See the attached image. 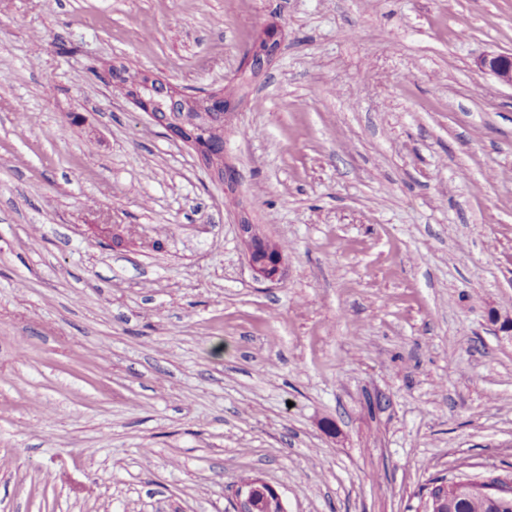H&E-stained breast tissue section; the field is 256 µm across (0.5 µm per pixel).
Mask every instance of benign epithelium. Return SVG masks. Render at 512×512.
<instances>
[{
    "label": "benign epithelium",
    "instance_id": "7a95c632",
    "mask_svg": "<svg viewBox=\"0 0 512 512\" xmlns=\"http://www.w3.org/2000/svg\"><path fill=\"white\" fill-rule=\"evenodd\" d=\"M279 41L274 32L267 33L248 53L246 68L250 75H260L277 54ZM477 66L493 75L501 84L512 87V54H490L477 59ZM154 125L167 135L192 149L210 172L213 180L234 191L226 167L218 162L215 152L205 140L202 128L210 122L224 120L231 101L224 92L205 95L189 94L174 88L157 75L145 71L127 98ZM245 246V256L254 277L261 281L278 282L285 274V254L278 244L265 237L258 225L243 217L237 224ZM283 507L278 490L257 476L254 481L238 485L234 494V512H275Z\"/></svg>",
    "mask_w": 512,
    "mask_h": 512
}]
</instances>
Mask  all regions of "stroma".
Here are the masks:
<instances>
[{
	"instance_id": "stroma-1",
	"label": "stroma",
	"mask_w": 512,
	"mask_h": 512,
	"mask_svg": "<svg viewBox=\"0 0 512 512\" xmlns=\"http://www.w3.org/2000/svg\"><path fill=\"white\" fill-rule=\"evenodd\" d=\"M270 28L232 194L97 77L227 90ZM507 52L512 0H5L0 512H233L245 475L421 512L511 474L512 87L475 65ZM237 229L254 277L271 283L282 280L285 274V254L280 246L266 238L258 225L251 224L248 217H241Z\"/></svg>"
}]
</instances>
